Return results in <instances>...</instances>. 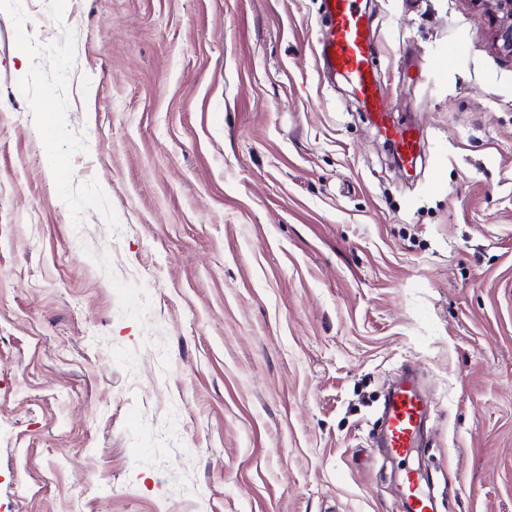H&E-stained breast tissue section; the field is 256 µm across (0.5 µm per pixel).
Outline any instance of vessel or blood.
<instances>
[{"label":"vessel or blood","instance_id":"1","mask_svg":"<svg viewBox=\"0 0 512 512\" xmlns=\"http://www.w3.org/2000/svg\"><path fill=\"white\" fill-rule=\"evenodd\" d=\"M325 24L322 48L327 70L346 75L364 104L373 105L372 121L398 151L404 165H413L418 142L408 127L395 124L376 104L377 86L370 66L374 46L358 0H324ZM425 402L412 380H403L390 392L384 405L383 446L400 456L410 455L417 442ZM406 512H432V505L416 477L406 476L403 489Z\"/></svg>","mask_w":512,"mask_h":512}]
</instances>
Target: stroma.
<instances>
[{
	"label": "stroma",
	"mask_w": 512,
	"mask_h": 512,
	"mask_svg": "<svg viewBox=\"0 0 512 512\" xmlns=\"http://www.w3.org/2000/svg\"><path fill=\"white\" fill-rule=\"evenodd\" d=\"M359 5L410 170L323 0H0V512H512V62ZM324 4L322 48L328 72H339L349 78L365 106L370 104L375 110L372 121L379 132L393 144L405 166L413 165L418 142L410 128L396 125L376 103L377 86L370 68L374 46L358 0H324ZM425 402L409 378L390 392L384 405L383 448L399 456L410 455L416 447ZM404 483L403 498L406 512H432L431 502L421 491L418 479L408 472Z\"/></svg>",
	"instance_id": "1"
}]
</instances>
